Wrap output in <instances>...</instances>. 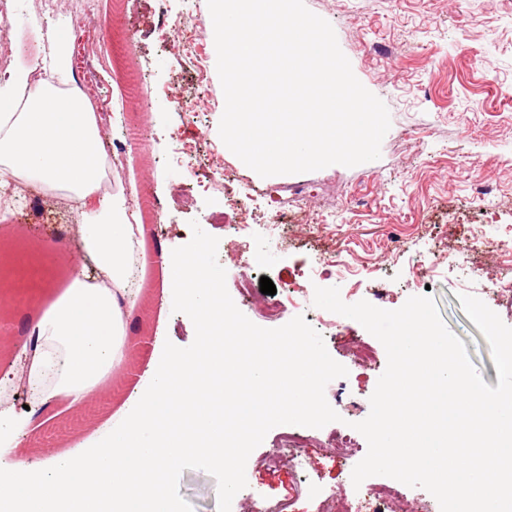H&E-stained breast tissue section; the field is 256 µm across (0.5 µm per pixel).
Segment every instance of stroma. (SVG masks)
<instances>
[{"label": "stroma", "mask_w": 512, "mask_h": 512, "mask_svg": "<svg viewBox=\"0 0 512 512\" xmlns=\"http://www.w3.org/2000/svg\"><path fill=\"white\" fill-rule=\"evenodd\" d=\"M59 0L58 24L68 33L72 80L102 116L105 155L126 143L129 127L153 144L149 159L130 155V175L157 200L144 220L139 251L153 265L139 266L141 304L127 310L131 377L105 379L100 393L74 404L50 394L21 395L0 403V430L15 437L0 453V467L19 459L49 464L61 450L83 451L106 437L135 406L134 378L165 342L185 348L194 340L186 314L162 294L163 256L187 244L192 224L219 240L217 259L239 310L254 324L260 279L276 287L283 321L304 316L330 356L348 370L329 382L325 397L339 421L310 429L299 467L266 469L288 425L272 428L250 454L246 488L231 512L287 500L293 512H319L336 494L376 512L365 488H354L355 456L339 454L334 440L370 413V397L387 365L355 364L345 340L369 339L357 321L329 326V311L313 304L315 287H338L345 303L361 300L386 310L408 297L430 295L446 326L465 344L489 386L498 372L490 346L465 315L459 294L481 299L512 326V297L492 290L512 277V0H305L328 21L356 78L387 106L391 126L378 160L288 175L261 177L218 134L224 94L214 49L204 26L207 0ZM36 0H14L10 25L19 59L35 60L46 29ZM199 22L185 28L184 18ZM109 42L118 65H86L90 46ZM146 89L148 100L126 112L113 103L121 92ZM224 184L211 188L216 172ZM490 185L476 199L474 181ZM235 213L217 224L214 213ZM79 217L59 193L27 185L14 206L0 207V384L19 369V346L29 339L28 318H40L51 294L65 288L66 258L80 254ZM343 267L324 275L321 258ZM250 296L238 292L241 275ZM192 512H218L215 478L187 469L178 481Z\"/></svg>", "instance_id": "obj_1"}]
</instances>
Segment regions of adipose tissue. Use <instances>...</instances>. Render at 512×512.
<instances>
[{"mask_svg": "<svg viewBox=\"0 0 512 512\" xmlns=\"http://www.w3.org/2000/svg\"><path fill=\"white\" fill-rule=\"evenodd\" d=\"M50 39L47 57L0 83V187L20 179L73 200L82 250L103 274L99 284L73 275L34 326L46 349L32 358V369L50 380L56 396L77 402L125 368L124 298L135 231L123 203L96 195L106 175L100 116L78 87L60 90L37 75L43 66L69 75L62 28H52Z\"/></svg>", "mask_w": 512, "mask_h": 512, "instance_id": "ef3b65f1", "label": "adipose tissue"}]
</instances>
